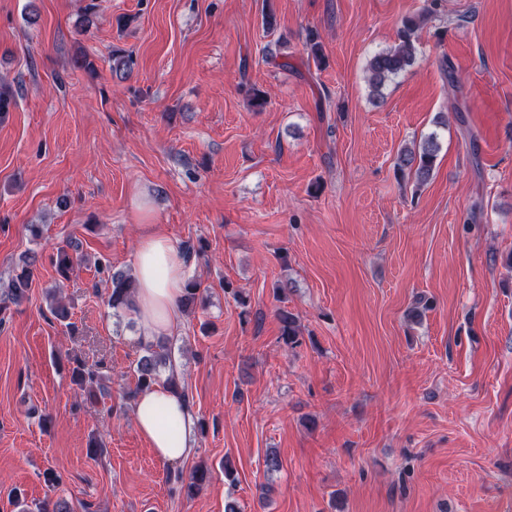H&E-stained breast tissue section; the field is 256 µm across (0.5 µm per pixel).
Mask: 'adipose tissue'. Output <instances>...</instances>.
Wrapping results in <instances>:
<instances>
[{"label":"adipose tissue","instance_id":"ef3b65f1","mask_svg":"<svg viewBox=\"0 0 512 512\" xmlns=\"http://www.w3.org/2000/svg\"><path fill=\"white\" fill-rule=\"evenodd\" d=\"M185 267L182 251L170 239L144 230L134 265L138 285L136 316L144 339L172 335L178 327ZM133 415L138 433L148 441L158 459L179 463L188 456L194 420L183 396L154 386L134 401Z\"/></svg>","mask_w":512,"mask_h":512}]
</instances>
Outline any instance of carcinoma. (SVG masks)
<instances>
[{
	"label": "carcinoma",
	"mask_w": 512,
	"mask_h": 512,
	"mask_svg": "<svg viewBox=\"0 0 512 512\" xmlns=\"http://www.w3.org/2000/svg\"><path fill=\"white\" fill-rule=\"evenodd\" d=\"M432 11L424 9L402 21L399 43L387 50L375 53L367 63L368 81L372 97H382L383 88L394 81L399 75L411 67L416 60L415 33L428 23ZM440 150L434 135L425 137L421 142L403 147L397 154L395 167L400 173L413 174L417 185L426 184L433 176L435 160ZM36 255H28L22 261L20 270L12 275L9 288L5 294H0V302L6 301L20 305L28 299L32 284ZM57 275L67 280L79 264L78 246L68 243L57 248L53 257ZM111 292L108 304L114 311L134 307L135 279L132 275L116 271L110 275ZM280 323V338L283 343L294 348L300 344V324L298 317L283 306L276 310ZM143 354L133 367L136 379L135 389L128 393V398L135 396L151 387L162 383L176 392L182 391V386L175 371L172 360V349L166 338L141 344ZM167 373L166 379H161L162 373ZM73 378L81 386L88 389L89 396H94V388L101 386L102 375L99 371L86 366L79 358H74ZM209 470L202 464H197L188 478L178 473L176 482L180 483L187 496H193L208 478Z\"/></svg>",
	"instance_id": "cac0c4a2"
}]
</instances>
